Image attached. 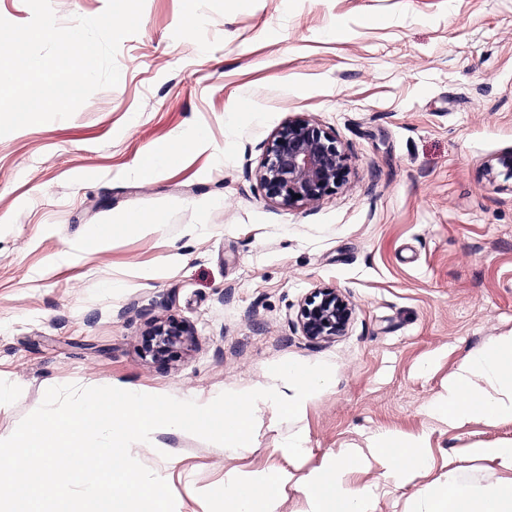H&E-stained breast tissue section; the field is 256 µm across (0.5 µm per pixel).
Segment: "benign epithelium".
I'll return each instance as SVG.
<instances>
[{
    "mask_svg": "<svg viewBox=\"0 0 512 512\" xmlns=\"http://www.w3.org/2000/svg\"><path fill=\"white\" fill-rule=\"evenodd\" d=\"M512 180V150L488 165L491 180L496 167ZM350 173L349 158L335 136L313 119L298 115L282 126L269 142L255 176L266 196L284 208L313 205L343 186ZM349 300L335 288H318L307 296L296 315L302 335L319 343L344 334L353 315ZM147 353L172 354L189 338L183 322L152 323L145 333Z\"/></svg>",
    "mask_w": 512,
    "mask_h": 512,
    "instance_id": "1",
    "label": "benign epithelium"
}]
</instances>
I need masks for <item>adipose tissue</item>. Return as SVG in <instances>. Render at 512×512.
<instances>
[{
    "instance_id": "1",
    "label": "adipose tissue",
    "mask_w": 512,
    "mask_h": 512,
    "mask_svg": "<svg viewBox=\"0 0 512 512\" xmlns=\"http://www.w3.org/2000/svg\"><path fill=\"white\" fill-rule=\"evenodd\" d=\"M441 427L453 431L471 421L493 426L512 420V333L474 349L449 374L448 382L427 405ZM422 439L381 433L364 445H353L303 478L304 512H376L377 488L351 485V471L383 466L403 486L427 469ZM284 469L250 479L225 480L221 495L225 512H278L291 481ZM416 512H512V488H461L456 469H449L438 495L419 501Z\"/></svg>"
}]
</instances>
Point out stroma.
<instances>
[{
  "label": "stroma",
  "instance_id": "35a3bbf8",
  "mask_svg": "<svg viewBox=\"0 0 512 512\" xmlns=\"http://www.w3.org/2000/svg\"><path fill=\"white\" fill-rule=\"evenodd\" d=\"M116 62L118 85L72 117L0 137V439L52 386L212 400L266 383L271 365L326 362L331 385L251 447L182 432L131 453L175 512H224L229 474L273 469L294 477L280 512H302L298 479L380 432L424 438L431 468L408 486L378 464L352 471L378 485L377 512H410L451 467L464 486L498 483L466 450L511 441L512 421L448 432L427 405L470 351L512 332V187L486 171L512 148V0H145ZM297 115L336 136L350 174L285 209L254 173ZM178 140L187 150L153 180L135 177L153 144ZM129 215L153 230L81 250ZM325 287L354 312L315 344L295 320ZM171 318L191 342L146 354L148 324ZM296 431L300 459L285 447Z\"/></svg>",
  "mask_w": 512,
  "mask_h": 512
}]
</instances>
